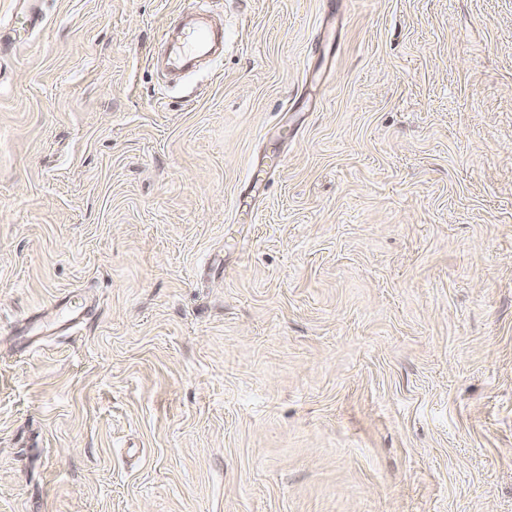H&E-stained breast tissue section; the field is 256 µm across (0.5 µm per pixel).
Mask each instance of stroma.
<instances>
[{
  "mask_svg": "<svg viewBox=\"0 0 512 512\" xmlns=\"http://www.w3.org/2000/svg\"><path fill=\"white\" fill-rule=\"evenodd\" d=\"M190 2L0 0V512H512V0ZM164 40L171 45L169 63L180 68L208 54L213 47L222 43L223 34L219 29L191 18L179 30H167Z\"/></svg>",
  "mask_w": 512,
  "mask_h": 512,
  "instance_id": "35a3bbf8",
  "label": "stroma"
}]
</instances>
